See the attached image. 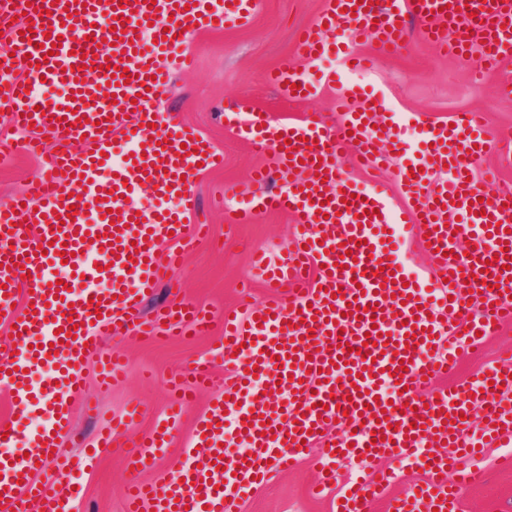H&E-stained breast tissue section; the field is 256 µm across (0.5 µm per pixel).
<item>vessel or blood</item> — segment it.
<instances>
[{
    "label": "vessel or blood",
    "instance_id": "1",
    "mask_svg": "<svg viewBox=\"0 0 512 512\" xmlns=\"http://www.w3.org/2000/svg\"><path fill=\"white\" fill-rule=\"evenodd\" d=\"M31 3L10 29V50L0 52V69L26 72L0 84V114L29 131L31 150L44 132L59 146L46 176L0 203V318L18 332L11 353L0 355V384L50 422L32 438L27 458L0 464V512L26 498L37 499L40 512H64L56 495L24 477L42 459L63 477L75 467L58 441L69 430L67 400L81 391L82 359L97 355L106 382L126 370L120 353L101 352L93 329L126 317L139 335L210 331V318L192 304L158 318L141 314L140 297L178 259L160 244L188 236L199 168L223 162L194 126L165 117L155 104L170 96L173 71L193 66L188 38L216 25H247L257 0ZM411 21L451 55L480 50L491 69L512 62V0H326L301 30L296 51L316 62L334 48L365 70L371 60L363 45L397 52ZM267 81L291 99L319 92L288 68L272 70ZM45 82L63 85L64 94L42 100L37 89ZM377 111H345L330 130L321 118L269 123L247 101L226 108L228 127L256 151L272 153L286 184L263 192L267 175L259 169L230 192L232 223L250 224L268 211L295 216L294 246L282 262L272 267L264 255L253 258L283 293L225 319L216 347L224 386L187 446L195 463L156 482L131 481L125 512H141L147 502L154 512H233L230 493L267 480L270 458L290 469L318 443L328 456H394L422 468L425 480L393 496L391 512H440L458 507L477 482L465 458L512 436V405L501 399L512 390V355L453 387L431 385L453 370L461 349L512 321V195L487 194L470 179L496 136L477 112L426 127L428 154L434 166L448 167L452 186L429 187L428 172L404 165L397 177L406 203L397 209L382 180L359 184L344 164L352 148L360 166L378 169L382 137L404 151L393 126L371 132ZM79 140L85 150H74ZM119 141L126 157L117 164ZM300 169L306 179L297 178ZM452 213L464 223L448 227ZM392 224L416 227L427 242L431 285L408 273L378 238L377 228ZM501 253L506 262H498ZM64 265L73 275L61 286L56 271ZM17 294L18 311L9 304ZM451 311L457 323L449 322ZM43 364L53 372L32 389L30 372ZM171 385L181 396L128 454L133 470L150 468L191 403L182 375ZM476 408L485 420L477 439L467 420ZM229 415L249 445L246 456L226 457L216 443ZM200 459L205 467H197ZM390 481L385 474L356 483L336 512H368Z\"/></svg>",
    "mask_w": 512,
    "mask_h": 512
}]
</instances>
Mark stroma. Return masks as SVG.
<instances>
[{"label":"stroma","mask_w":512,"mask_h":512,"mask_svg":"<svg viewBox=\"0 0 512 512\" xmlns=\"http://www.w3.org/2000/svg\"><path fill=\"white\" fill-rule=\"evenodd\" d=\"M325 0H259L252 21L243 27L209 28L190 39L196 67L188 73L173 76V94L163 104V111L194 124L224 154V164L196 175L197 208L190 223L206 227L204 240L186 248L181 264L170 268L167 280L146 294L144 311L153 315L191 301L208 310L213 319V335L170 336L152 338L136 336L126 330L101 328L100 344L104 349L119 348L129 361V377L112 386L102 384L96 358L84 361L82 393L73 398L69 407L70 430L62 446L83 462L80 471L66 482H58L51 466L38 470L33 480L61 486L72 492V512H123V492L131 474L121 455L107 447L104 438L113 421L125 416L130 402H139L143 414L133 426L132 438L153 432L157 419L163 416L173 397L165 384L171 373L186 372L195 363L211 361L216 379H223L224 366L212 357L221 332L225 309L240 302L239 287L251 281L250 296L257 302L278 297V289L261 281H253L250 258L253 252H266L271 261H278L293 245V215L279 212L261 214L256 223L230 225L229 211L233 206L224 198L225 186L243 182L252 169L265 167L269 173L268 189L277 191L279 179L272 154L255 152L246 142L226 129L222 114L235 99L244 98L257 111L267 113L274 123L297 122L307 115L324 113L328 124L341 118L336 110V80H346L356 87L357 94L348 101L351 110L364 109L367 100H385L395 121L405 124L408 149L405 158L389 157L382 175L390 193H397L396 175L401 162L422 167L430 159L423 152L419 130L408 127L409 119L417 117L426 123H447L459 112H481L488 125L498 135L494 150L474 170L475 180H482L485 168L497 167L492 193H512V165H499L501 150L512 149V98L500 96L498 85L502 77L512 78V65L504 73L486 75L473 82L471 72L475 59L445 56L433 45L412 37L409 46L400 53L387 56L365 45V53L374 59L365 73L348 75L336 56L309 63L294 52L299 30L324 7ZM285 66L307 73L312 78L332 76L320 97L312 100H289L264 80L266 71ZM27 132L15 129L0 119V140L7 149L0 156V201L25 188L27 183L43 173L46 153L54 148L53 139H45L43 156L28 153ZM396 245V255L408 272L420 280H428L433 259L420 240L409 232L390 228ZM512 344V324L501 335L493 337L463 356L454 378L438 379L441 387L464 380L492 363L499 349ZM218 394L217 389L201 392L192 407L183 415L178 431L159 454L154 467L144 472L147 480L166 477L178 470L184 461L182 448L192 436L196 421L205 415ZM512 455V440L496 448L483 449L467 462L468 467L481 472V480L467 494L462 512H512V468L502 466L503 457ZM320 454L311 450L305 461L293 471L276 472L273 478L237 500V512H334L336 499L357 478L377 471H395L394 491L421 481L415 468L393 459L340 458L334 466L338 475L335 488L324 496L311 495Z\"/></svg>","instance_id":"stroma-1"}]
</instances>
